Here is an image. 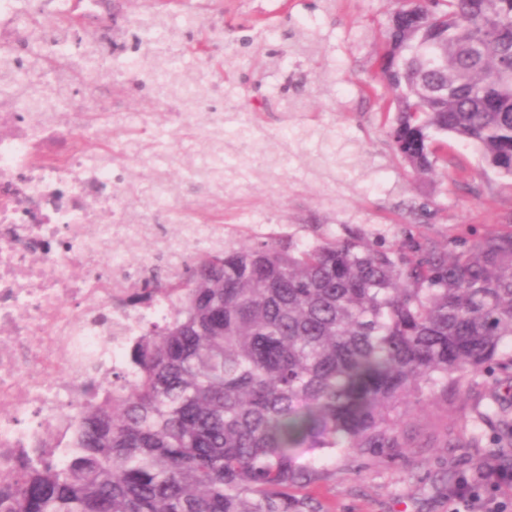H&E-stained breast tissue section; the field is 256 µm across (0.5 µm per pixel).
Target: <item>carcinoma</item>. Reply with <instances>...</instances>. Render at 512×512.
I'll return each mask as SVG.
<instances>
[{"instance_id": "1", "label": "carcinoma", "mask_w": 512, "mask_h": 512, "mask_svg": "<svg viewBox=\"0 0 512 512\" xmlns=\"http://www.w3.org/2000/svg\"><path fill=\"white\" fill-rule=\"evenodd\" d=\"M162 31L166 13L143 4L133 39L161 75L157 98L198 113L223 148L201 102L231 57L185 67ZM34 34L35 51L0 60V97L64 104L69 75L104 57L85 42L62 62ZM47 64L54 84L13 79ZM376 66L386 134L414 175L448 167L434 144L451 134L512 177V0H398ZM159 297L172 315L134 339L101 401L80 405L69 464L1 472L0 512H321L288 493L320 456L396 446L409 396L492 368L504 377L480 418L498 426L481 439L494 456L512 447L497 390L512 391V211L444 244L411 232L224 243L177 277L141 278L128 302Z\"/></svg>"}]
</instances>
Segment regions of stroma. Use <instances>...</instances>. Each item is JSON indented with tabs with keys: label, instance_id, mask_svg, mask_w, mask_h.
Returning <instances> with one entry per match:
<instances>
[{
	"label": "stroma",
	"instance_id": "35a3bbf8",
	"mask_svg": "<svg viewBox=\"0 0 512 512\" xmlns=\"http://www.w3.org/2000/svg\"><path fill=\"white\" fill-rule=\"evenodd\" d=\"M203 17L218 20L219 51L234 56L224 88L209 98L218 112L246 109L259 126L267 160L289 156L288 170L268 169L250 149L236 146L240 176L225 188L195 187L184 166L167 174L171 194L202 214L252 206L264 214L258 225L228 230L225 240L251 243L267 236L313 242L344 237L355 229L372 241H402L407 228L446 241L466 224L492 229L512 209V179L486 167L474 146L449 141L448 169L419 178L400 162L385 134L373 61L397 0H202ZM307 27L311 56L295 53L291 35ZM116 108L140 112L154 105L151 84L128 78L114 84L99 69ZM299 100L283 118L281 95ZM429 203L430 223L414 224L411 211ZM495 381L479 376L462 390L411 402L394 448L336 453L322 459L319 477L293 487L313 497L323 512H448L452 482L487 488L508 464L472 444L471 426L489 401Z\"/></svg>",
	"mask_w": 512,
	"mask_h": 512
}]
</instances>
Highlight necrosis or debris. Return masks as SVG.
<instances>
[{"label":"necrosis or debris","instance_id":"obj_1","mask_svg":"<svg viewBox=\"0 0 512 512\" xmlns=\"http://www.w3.org/2000/svg\"><path fill=\"white\" fill-rule=\"evenodd\" d=\"M44 2L56 18L80 23L111 57V43L100 40L112 28L107 0ZM29 4L0 0V55L26 44ZM57 109L53 98L33 107L0 101V469L39 455L65 464L75 406L102 391L142 323L171 312L166 301L128 306L141 269L113 252V242L153 230L162 218L190 225L197 247L224 235L222 217L181 214L161 183L149 185L153 205L137 221L119 198L124 161L161 172L173 154L191 150L174 135L184 112L173 110L165 128L114 111L108 126L94 128L88 113H73V124L96 137L93 152L62 129ZM115 122L120 132L112 131ZM146 136L155 150L143 158L138 145Z\"/></svg>","mask_w":512,"mask_h":512}]
</instances>
